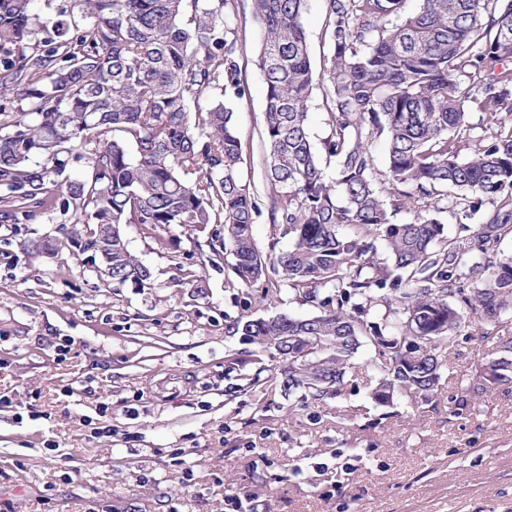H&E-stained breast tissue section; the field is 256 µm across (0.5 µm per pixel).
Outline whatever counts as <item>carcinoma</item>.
<instances>
[{
	"mask_svg": "<svg viewBox=\"0 0 512 512\" xmlns=\"http://www.w3.org/2000/svg\"><path fill=\"white\" fill-rule=\"evenodd\" d=\"M34 2L0 0V223L58 209L73 230L24 243L26 254L55 258L74 247L106 256L112 278L104 286L143 288L153 274L129 251L122 225L147 235L224 225V238L207 246L215 257L230 250L241 285L264 282V300L286 285L317 309L302 319L243 315L233 323L255 346L233 359L257 365L240 388L299 391L306 404L356 388L361 348L379 375L374 403H428L466 314L495 327L512 311V256L497 252L512 233V0H420L413 14L407 0H326L331 180L307 129L316 83L306 0H250L262 31L271 218L275 234L292 241L279 253L254 239L258 209L240 175L229 100L246 95L235 0H70L51 37L41 36L46 23ZM214 89L221 97L201 106ZM472 109L488 143L461 160L451 133L469 126ZM375 138L386 143L382 178L368 148ZM83 149L87 174L64 178ZM416 197L435 211L450 197L499 209L473 235L450 239L433 217L390 222L388 210ZM373 234L386 241L384 259L367 242ZM379 306L382 318L366 320ZM481 340L492 356L461 381L455 415L512 388V368L502 363L512 359V336L486 331ZM269 350L286 366L265 376L261 353Z\"/></svg>",
	"mask_w": 512,
	"mask_h": 512,
	"instance_id": "obj_1",
	"label": "carcinoma"
}]
</instances>
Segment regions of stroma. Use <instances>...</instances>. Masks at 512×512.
<instances>
[{"mask_svg":"<svg viewBox=\"0 0 512 512\" xmlns=\"http://www.w3.org/2000/svg\"><path fill=\"white\" fill-rule=\"evenodd\" d=\"M234 25L247 88L233 105L240 174L258 206L259 247L280 252L290 243L275 240L271 221L261 31L249 0H238ZM495 210L489 200L452 199L436 217L455 238ZM63 221L54 212L0 223V512H230V493L242 512H512V391L448 412L461 379L491 351L477 315L449 347L429 403L375 404L377 376L363 351L358 387L339 403L258 397L237 389L230 359L249 346L228 334L230 322L314 309L288 289L267 302L262 284L231 282L232 255L206 264L199 246L223 225L153 236L124 225L153 281L104 288L88 255L21 249L58 236ZM190 271L196 281L183 284ZM340 406L360 410L342 429Z\"/></svg>","mask_w":512,"mask_h":512,"instance_id":"35a3bbf8","label":"stroma"}]
</instances>
